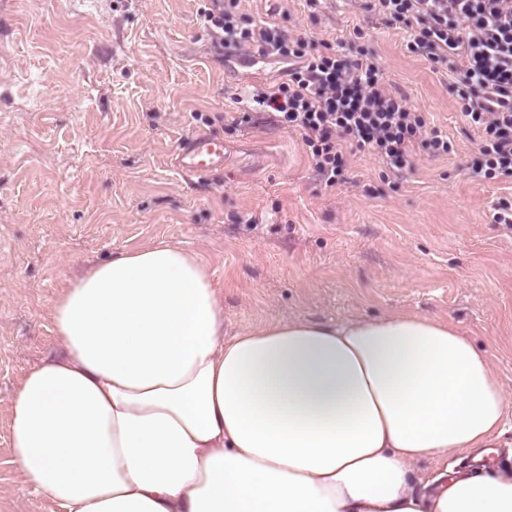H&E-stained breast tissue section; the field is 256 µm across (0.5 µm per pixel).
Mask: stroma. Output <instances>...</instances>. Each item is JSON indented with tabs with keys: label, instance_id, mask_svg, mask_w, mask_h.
<instances>
[{
	"label": "stroma",
	"instance_id": "obj_1",
	"mask_svg": "<svg viewBox=\"0 0 512 512\" xmlns=\"http://www.w3.org/2000/svg\"><path fill=\"white\" fill-rule=\"evenodd\" d=\"M208 0H0V512H57L21 490L10 436L20 378L57 352L51 309L67 281L160 241L197 254L224 286V332L269 320L413 313L488 351L512 392V229L492 220L512 179L476 180L479 134L450 72L407 48L367 0H238L333 51L375 52L450 155L414 150L391 172L368 151L322 184L301 136L252 100L202 17ZM224 140V168L187 175L191 135Z\"/></svg>",
	"mask_w": 512,
	"mask_h": 512
}]
</instances>
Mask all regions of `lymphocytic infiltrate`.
<instances>
[{
  "instance_id": "f902f5d3",
  "label": "lymphocytic infiltrate",
  "mask_w": 512,
  "mask_h": 512,
  "mask_svg": "<svg viewBox=\"0 0 512 512\" xmlns=\"http://www.w3.org/2000/svg\"><path fill=\"white\" fill-rule=\"evenodd\" d=\"M204 19L215 48L248 47L254 62L284 63L282 80L252 98L277 122L298 132L321 182L344 178L346 150L380 156L394 171L409 167L414 148L442 156L447 137L426 128L406 97L386 89L375 55L350 57L294 38L278 24L247 28L233 0H210ZM387 24L411 34L410 52L447 66L452 92L480 141L473 177L512 178V0H371Z\"/></svg>"
}]
</instances>
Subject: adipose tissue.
I'll return each instance as SVG.
<instances>
[{"instance_id":"ef3b65f1","label":"adipose tissue","mask_w":512,"mask_h":512,"mask_svg":"<svg viewBox=\"0 0 512 512\" xmlns=\"http://www.w3.org/2000/svg\"><path fill=\"white\" fill-rule=\"evenodd\" d=\"M57 356L11 405L22 488L61 512H512V416L487 352L408 313L228 337L197 254L158 242L68 282Z\"/></svg>"}]
</instances>
